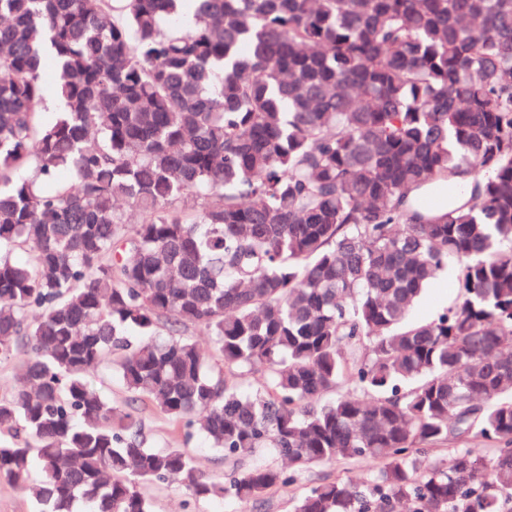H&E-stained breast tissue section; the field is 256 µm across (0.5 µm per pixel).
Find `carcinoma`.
Returning a JSON list of instances; mask_svg holds the SVG:
<instances>
[{"label": "carcinoma", "instance_id": "cac0c4a2", "mask_svg": "<svg viewBox=\"0 0 512 512\" xmlns=\"http://www.w3.org/2000/svg\"><path fill=\"white\" fill-rule=\"evenodd\" d=\"M450 260L459 303L412 318ZM2 360L0 481L43 512L338 458L376 469L291 512H512V0H0ZM102 368L253 464L147 446ZM465 438L493 454L429 460ZM90 386L93 390L112 398V401L125 409L127 394L122 386L112 380L106 371H101L90 379Z\"/></svg>", "mask_w": 512, "mask_h": 512}]
</instances>
